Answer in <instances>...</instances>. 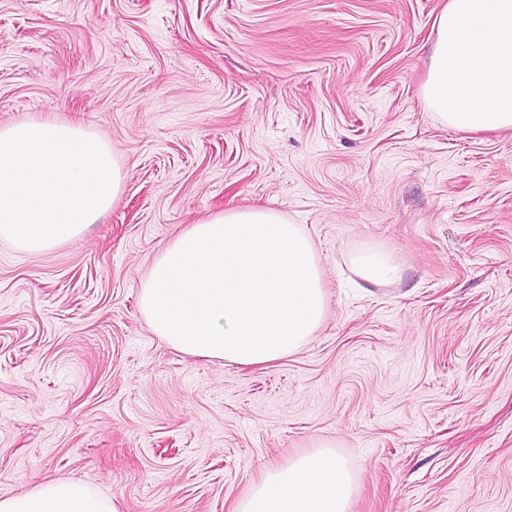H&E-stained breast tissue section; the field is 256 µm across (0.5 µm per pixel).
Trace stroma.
I'll list each match as a JSON object with an SVG mask.
<instances>
[{"mask_svg": "<svg viewBox=\"0 0 512 512\" xmlns=\"http://www.w3.org/2000/svg\"><path fill=\"white\" fill-rule=\"evenodd\" d=\"M441 5L0 0V126L89 127L124 174L79 239H0V495L69 477L121 512H234L327 439L350 512H512V136L426 110ZM253 206L314 240L326 320L264 367L181 354L140 281ZM371 247L401 282L359 279Z\"/></svg>", "mask_w": 512, "mask_h": 512, "instance_id": "obj_1", "label": "stroma"}]
</instances>
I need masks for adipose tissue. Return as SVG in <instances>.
Segmentation results:
<instances>
[{"mask_svg":"<svg viewBox=\"0 0 512 512\" xmlns=\"http://www.w3.org/2000/svg\"><path fill=\"white\" fill-rule=\"evenodd\" d=\"M425 108L435 120L468 133H512V0H445L434 19ZM357 276L372 285L402 278V267L381 248L352 258ZM356 476L328 441L262 479L235 512H348ZM0 512H119L114 497L68 478L22 495H0Z\"/></svg>","mask_w":512,"mask_h":512,"instance_id":"1","label":"adipose tissue"}]
</instances>
